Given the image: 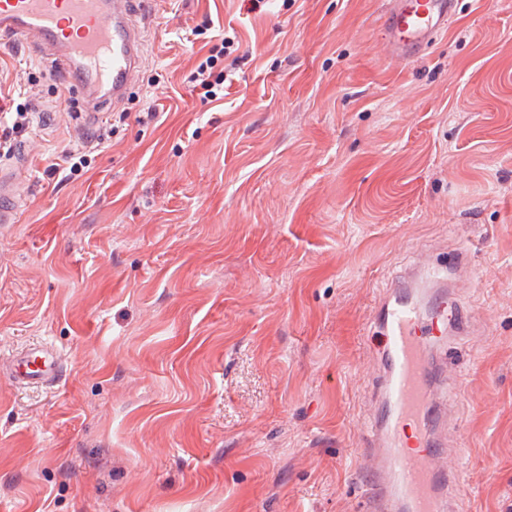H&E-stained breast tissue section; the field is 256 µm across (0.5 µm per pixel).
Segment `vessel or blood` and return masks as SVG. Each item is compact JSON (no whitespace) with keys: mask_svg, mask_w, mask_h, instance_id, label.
<instances>
[{"mask_svg":"<svg viewBox=\"0 0 512 512\" xmlns=\"http://www.w3.org/2000/svg\"><path fill=\"white\" fill-rule=\"evenodd\" d=\"M150 0H0V35L28 43L51 63L62 79L87 100L86 122L121 100L143 62L144 40L134 24L137 8ZM457 0H389L385 27L390 48L413 55L446 29ZM17 181L0 177V223L17 221ZM444 268L408 273L380 301L374 336L383 363V390L389 417L372 426L364 446L378 466L368 481L364 512H445L443 492L458 473L438 468L444 452V419L432 410L430 356L443 341L447 325L465 327L469 317L456 298L440 299L447 319L424 320L408 295L422 277L439 278ZM15 383L55 387L58 359L45 346L24 352L11 371Z\"/></svg>","mask_w":512,"mask_h":512,"instance_id":"1","label":"vessel or blood"}]
</instances>
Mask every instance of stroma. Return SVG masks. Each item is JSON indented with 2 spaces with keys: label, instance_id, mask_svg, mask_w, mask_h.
I'll return each instance as SVG.
<instances>
[{
  "label": "stroma",
  "instance_id": "obj_1",
  "mask_svg": "<svg viewBox=\"0 0 512 512\" xmlns=\"http://www.w3.org/2000/svg\"><path fill=\"white\" fill-rule=\"evenodd\" d=\"M388 2L154 0L136 80L91 125L0 37V84L42 107L0 230V512H359L375 300L461 249L439 465L456 512H512V0H457L410 59ZM206 44L234 66L220 100L189 81ZM45 343L60 383L15 384Z\"/></svg>",
  "mask_w": 512,
  "mask_h": 512
}]
</instances>
